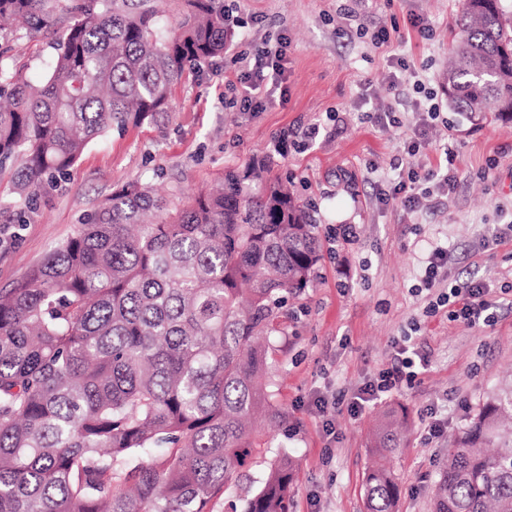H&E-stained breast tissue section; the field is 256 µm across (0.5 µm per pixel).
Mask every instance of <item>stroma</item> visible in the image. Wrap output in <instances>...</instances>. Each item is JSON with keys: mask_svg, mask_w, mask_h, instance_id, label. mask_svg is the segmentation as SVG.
<instances>
[{"mask_svg": "<svg viewBox=\"0 0 512 512\" xmlns=\"http://www.w3.org/2000/svg\"><path fill=\"white\" fill-rule=\"evenodd\" d=\"M464 0H224L233 36L222 56L171 89L172 110L156 124L112 131L91 144L70 178L48 189L15 244L0 246V288L9 287L52 249L73 236L81 217L112 191L138 180L172 206L214 184L227 167L267 156L275 175L290 178L312 201L324 258L315 288L290 300L285 333L273 341L274 401L288 421L264 435L272 452L295 463L290 512H364L363 479L369 435L391 411L410 432L394 460L401 483L397 512H433V487L452 438L465 428L485 393L512 375V122L472 123L446 107L445 72L455 21ZM428 36L382 50L379 28L409 31L410 16ZM287 39L288 100L262 112L237 104L240 55L263 42ZM15 62L39 81L54 50L50 40H12ZM409 70H399L398 59ZM399 85H392V76ZM436 96L440 116L431 146L417 165L452 149L458 186L448 196L410 210L393 200L392 167ZM393 110L396 125L370 120ZM317 126L315 139L303 130ZM293 130L287 154L276 140ZM356 236L344 241L343 231ZM448 251L440 289L474 280L504 302L495 325L476 332L427 313L423 278L436 248ZM428 357L427 368L358 415L341 414L327 433L317 399L349 402L387 368L395 341ZM444 424L430 436L428 424Z\"/></svg>", "mask_w": 512, "mask_h": 512, "instance_id": "1", "label": "stroma"}]
</instances>
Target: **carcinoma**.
Returning a JSON list of instances; mask_svg holds the SVG:
<instances>
[{
    "instance_id": "1",
    "label": "carcinoma",
    "mask_w": 512,
    "mask_h": 512,
    "mask_svg": "<svg viewBox=\"0 0 512 512\" xmlns=\"http://www.w3.org/2000/svg\"><path fill=\"white\" fill-rule=\"evenodd\" d=\"M0 0V39L22 21L59 35L38 84L0 49V175L28 202L67 180L109 131L156 123L188 72L224 54V0ZM448 106L512 120V19L464 0ZM321 260L310 209L288 179L228 167L180 209L139 182L0 289V512H289L294 466L263 456L281 426L271 340L288 296ZM512 377L489 391L448 448L434 512H512ZM408 441L387 414L371 436L366 512H396L393 466ZM151 448L161 453L142 459Z\"/></svg>"
}]
</instances>
